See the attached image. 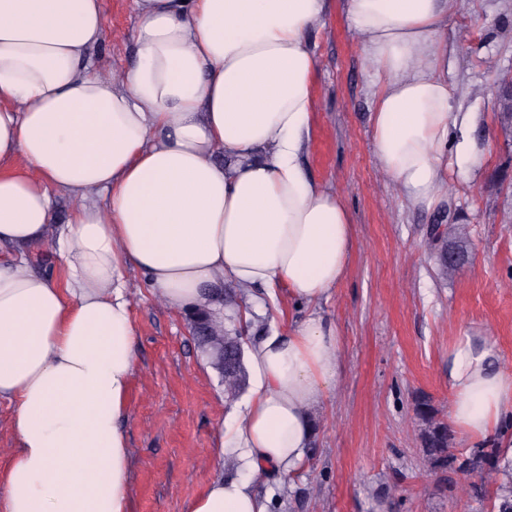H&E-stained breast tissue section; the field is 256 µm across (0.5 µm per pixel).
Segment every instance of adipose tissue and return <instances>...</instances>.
Returning <instances> with one entry per match:
<instances>
[{"instance_id":"adipose-tissue-1","label":"adipose tissue","mask_w":512,"mask_h":512,"mask_svg":"<svg viewBox=\"0 0 512 512\" xmlns=\"http://www.w3.org/2000/svg\"><path fill=\"white\" fill-rule=\"evenodd\" d=\"M457 0H346L371 65L373 151L399 196L432 204L449 166L480 155L442 62ZM325 0H134V64L92 66L101 0H0V399L17 438L0 512H128L118 421L136 370L125 274L177 313L224 320V289L281 290L308 317L247 341L249 400L222 451L252 474L293 473L340 375L320 313L354 246L339 191L298 157L311 135ZM72 200L64 224L58 197ZM52 246L58 276L32 254ZM449 426L496 439L512 471V369L488 337L448 343ZM188 512H269L237 479Z\"/></svg>"}]
</instances>
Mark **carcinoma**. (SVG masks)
<instances>
[{
  "label": "carcinoma",
  "mask_w": 512,
  "mask_h": 512,
  "mask_svg": "<svg viewBox=\"0 0 512 512\" xmlns=\"http://www.w3.org/2000/svg\"><path fill=\"white\" fill-rule=\"evenodd\" d=\"M468 254V238L465 228L455 229L450 238L432 237L429 251L439 254L440 271L444 275L453 273L461 263L449 257L448 249ZM242 325L233 314L224 315V349L235 355V364L224 369V394L235 397L245 386L247 368L244 363V344L247 337L242 335ZM414 412L422 422L421 447L432 468L440 471L460 473L474 479L470 490L476 497H486L491 501L492 512H512V479L488 490L486 478L499 473L500 466L494 448H473L467 454H457L455 436L448 423L438 418L437 410L431 401L422 397L416 400Z\"/></svg>",
  "instance_id": "obj_1"
}]
</instances>
